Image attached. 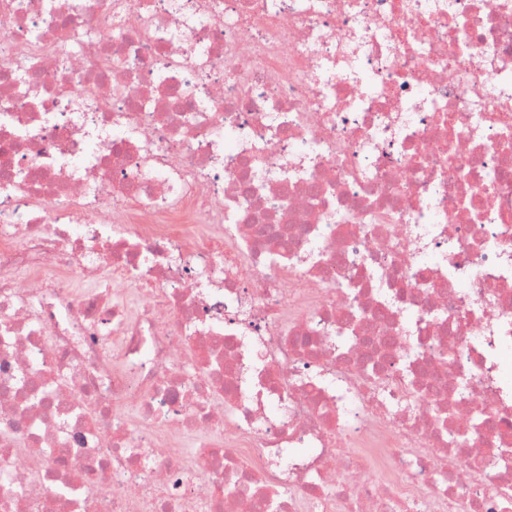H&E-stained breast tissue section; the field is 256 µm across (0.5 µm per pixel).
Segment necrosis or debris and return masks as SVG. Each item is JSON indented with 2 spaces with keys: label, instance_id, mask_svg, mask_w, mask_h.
<instances>
[{
  "label": "necrosis or debris",
  "instance_id": "1",
  "mask_svg": "<svg viewBox=\"0 0 512 512\" xmlns=\"http://www.w3.org/2000/svg\"><path fill=\"white\" fill-rule=\"evenodd\" d=\"M506 341L512 0H0V512H512Z\"/></svg>",
  "mask_w": 512,
  "mask_h": 512
}]
</instances>
